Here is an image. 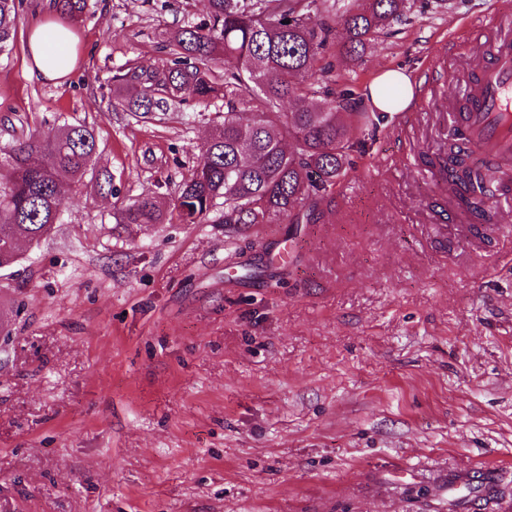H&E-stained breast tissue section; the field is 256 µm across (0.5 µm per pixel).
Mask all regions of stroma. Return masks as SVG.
<instances>
[{
  "label": "stroma",
  "instance_id": "stroma-1",
  "mask_svg": "<svg viewBox=\"0 0 512 512\" xmlns=\"http://www.w3.org/2000/svg\"><path fill=\"white\" fill-rule=\"evenodd\" d=\"M36 0L0 53V146L55 116L91 127L114 196L85 183L0 270V512H512V197L492 223L429 180L460 92L512 40V0H431L330 88L445 65L432 108L387 115L312 224H119L116 201L175 199L224 116L216 99L112 111L125 65L208 0H90L77 62L30 80Z\"/></svg>",
  "mask_w": 512,
  "mask_h": 512
}]
</instances>
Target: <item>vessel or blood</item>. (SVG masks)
<instances>
[{
    "instance_id": "vessel-or-blood-1",
    "label": "vessel or blood",
    "mask_w": 512,
    "mask_h": 512,
    "mask_svg": "<svg viewBox=\"0 0 512 512\" xmlns=\"http://www.w3.org/2000/svg\"><path fill=\"white\" fill-rule=\"evenodd\" d=\"M467 93L473 107L461 121L468 144L499 171L500 185L512 188V40L496 45Z\"/></svg>"
}]
</instances>
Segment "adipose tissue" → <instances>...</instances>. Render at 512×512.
<instances>
[{
  "instance_id": "1",
  "label": "adipose tissue",
  "mask_w": 512,
  "mask_h": 512,
  "mask_svg": "<svg viewBox=\"0 0 512 512\" xmlns=\"http://www.w3.org/2000/svg\"><path fill=\"white\" fill-rule=\"evenodd\" d=\"M27 51L30 79L56 84L75 66L77 40L68 27L41 19L30 28Z\"/></svg>"
}]
</instances>
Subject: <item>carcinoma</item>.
<instances>
[{
  "label": "carcinoma",
  "mask_w": 512,
  "mask_h": 512,
  "mask_svg": "<svg viewBox=\"0 0 512 512\" xmlns=\"http://www.w3.org/2000/svg\"><path fill=\"white\" fill-rule=\"evenodd\" d=\"M208 19L170 34L172 64L128 66L112 77V107L146 116L224 96V119L179 196L164 206L153 196L115 206L118 224H201L224 205L220 224H311L316 206L350 164L367 112H346L321 91L329 67L316 68L329 38L343 31L338 53L361 60L367 45L411 8L409 0H209ZM88 0H53L63 19L86 13ZM17 0H0V52L14 42ZM225 58L236 65L219 78ZM291 111L282 112L283 103ZM92 129L63 122L0 147V269L20 259L15 242H37L58 223L57 203L85 177L99 189L112 176L95 165ZM453 143L446 170L457 205L476 217L489 208L496 174Z\"/></svg>",
  "instance_id": "carcinoma-1"
}]
</instances>
